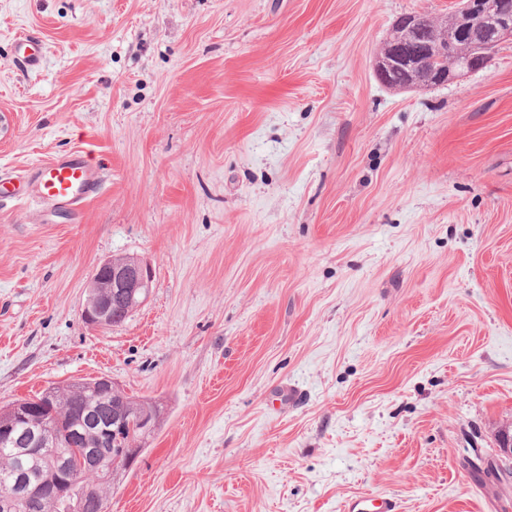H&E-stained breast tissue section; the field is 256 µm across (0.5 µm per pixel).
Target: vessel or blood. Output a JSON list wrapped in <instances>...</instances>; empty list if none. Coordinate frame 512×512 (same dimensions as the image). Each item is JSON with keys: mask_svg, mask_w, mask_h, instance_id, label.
I'll list each match as a JSON object with an SVG mask.
<instances>
[{"mask_svg": "<svg viewBox=\"0 0 512 512\" xmlns=\"http://www.w3.org/2000/svg\"><path fill=\"white\" fill-rule=\"evenodd\" d=\"M100 173L97 163L84 153L51 160L35 173V197L44 203L80 207L100 190ZM343 512H397V503L386 495L360 496L349 499Z\"/></svg>", "mask_w": 512, "mask_h": 512, "instance_id": "b4317fda", "label": "vessel or blood"}]
</instances>
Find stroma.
<instances>
[{
  "label": "stroma",
  "mask_w": 512,
  "mask_h": 512,
  "mask_svg": "<svg viewBox=\"0 0 512 512\" xmlns=\"http://www.w3.org/2000/svg\"><path fill=\"white\" fill-rule=\"evenodd\" d=\"M456 4L0 0V406L100 376L155 402L107 512H512L465 464L512 427V42L435 88L373 71ZM77 151L80 212L27 198ZM116 256L150 295L96 328ZM152 282L151 268L138 259L117 262L107 258L100 262L90 279V290L105 288L94 301L86 304L84 320L96 327H117L131 316L149 294ZM122 300L128 305L113 306L112 301ZM112 307V323L110 309ZM397 502L387 495L355 497L349 499L344 512H397Z\"/></svg>",
  "instance_id": "1"
}]
</instances>
